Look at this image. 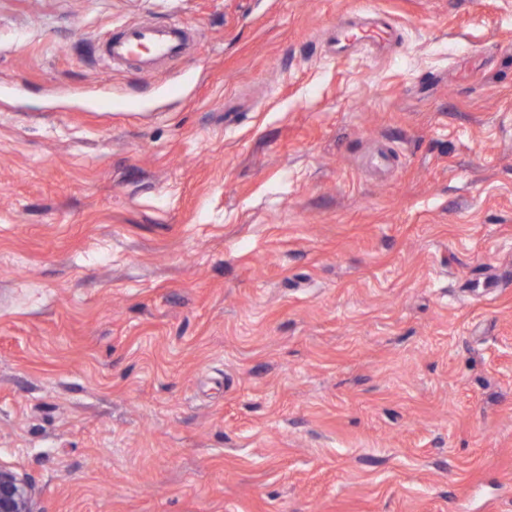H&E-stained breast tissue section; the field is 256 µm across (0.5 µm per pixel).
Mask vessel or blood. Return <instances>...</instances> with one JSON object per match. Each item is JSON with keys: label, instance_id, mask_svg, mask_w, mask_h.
I'll list each match as a JSON object with an SVG mask.
<instances>
[{"label": "vessel or blood", "instance_id": "1", "mask_svg": "<svg viewBox=\"0 0 512 512\" xmlns=\"http://www.w3.org/2000/svg\"><path fill=\"white\" fill-rule=\"evenodd\" d=\"M392 27L384 22L368 23L354 18L339 21L336 25V51L344 53L356 42L377 43L395 41ZM105 51L115 63H137L139 69L148 71L154 61L182 57L185 44L178 25L129 24L108 40Z\"/></svg>", "mask_w": 512, "mask_h": 512}]
</instances>
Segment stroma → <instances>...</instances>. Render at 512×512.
Instances as JSON below:
<instances>
[{"mask_svg":"<svg viewBox=\"0 0 512 512\" xmlns=\"http://www.w3.org/2000/svg\"><path fill=\"white\" fill-rule=\"evenodd\" d=\"M361 9L403 49L337 57ZM173 21L193 62L108 68ZM1 84L40 512H512L505 0H0Z\"/></svg>","mask_w":512,"mask_h":512,"instance_id":"obj_1","label":"stroma"}]
</instances>
